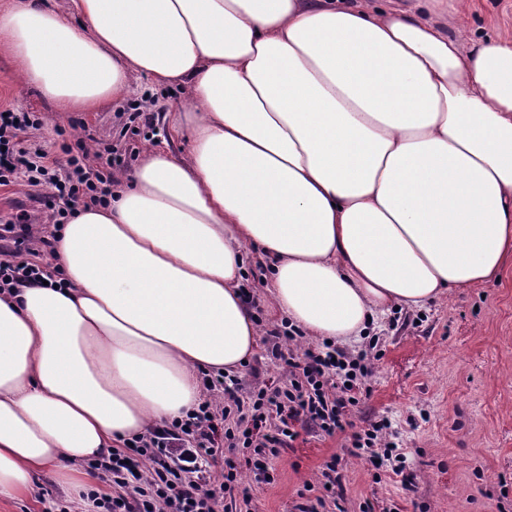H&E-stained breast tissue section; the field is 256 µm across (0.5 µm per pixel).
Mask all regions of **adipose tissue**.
I'll return each instance as SVG.
<instances>
[{
	"mask_svg": "<svg viewBox=\"0 0 512 512\" xmlns=\"http://www.w3.org/2000/svg\"><path fill=\"white\" fill-rule=\"evenodd\" d=\"M362 0H14L0 51L60 112L131 74L190 86L180 153L145 149L108 205L56 232L49 284L0 291V501L179 418L203 371L259 336L243 249L273 308L351 344L393 309L496 277L512 257V30L449 31Z\"/></svg>",
	"mask_w": 512,
	"mask_h": 512,
	"instance_id": "1",
	"label": "adipose tissue"
}]
</instances>
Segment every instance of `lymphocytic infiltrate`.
Instances as JSON below:
<instances>
[{
  "label": "lymphocytic infiltrate",
  "instance_id": "lymphocytic-infiltrate-1",
  "mask_svg": "<svg viewBox=\"0 0 512 512\" xmlns=\"http://www.w3.org/2000/svg\"><path fill=\"white\" fill-rule=\"evenodd\" d=\"M146 102L132 104L118 115L116 142L103 143L92 134L63 137L57 157L34 146L42 126L32 112L0 113V186L28 187L27 197L45 211L49 223L62 226L79 208L106 204L112 197V170L134 154L131 138L150 126ZM4 230L11 245H0V290L41 281L43 257L51 241L36 233L29 210L21 208ZM298 332L271 326L262 344L280 362L287 379L242 391L238 380L224 374H204L203 399L179 419L124 440L121 447L89 468L111 494L91 489L82 499L88 512H223L225 496L242 492V469L256 481L271 482L269 458L293 448L305 428L327 435L344 434L348 453L369 456L375 468L390 467L405 490H412L403 454L391 439V422L381 418L356 427L355 410L371 395L367 384L377 358L375 343L355 353L323 342L297 349ZM337 458L323 462L317 484H304L294 512H326L340 504L344 488L337 475ZM322 495L313 496L314 487Z\"/></svg>",
  "mask_w": 512,
  "mask_h": 512
}]
</instances>
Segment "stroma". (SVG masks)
I'll return each mask as SVG.
<instances>
[{
	"label": "stroma",
	"instance_id": "stroma-1",
	"mask_svg": "<svg viewBox=\"0 0 512 512\" xmlns=\"http://www.w3.org/2000/svg\"><path fill=\"white\" fill-rule=\"evenodd\" d=\"M448 26L474 40L493 36L512 26V0H471ZM144 98L153 125L142 133L164 144L170 134L164 116L190 107L188 86L158 87L135 74L124 97L101 110L59 112L0 54V107L38 113L44 120L39 142L53 156L58 130L79 120L97 139L111 140L116 113ZM370 334L380 358L361 416L389 418L415 489L405 491L392 472H376L368 458L349 456L343 434L305 432L294 449L270 461L272 483L255 487L252 472H244L252 501L225 498L224 512H292L298 490L315 482L333 456L348 512L374 498L399 512H512V260L498 279L452 290L419 311H392Z\"/></svg>",
	"mask_w": 512,
	"mask_h": 512
}]
</instances>
